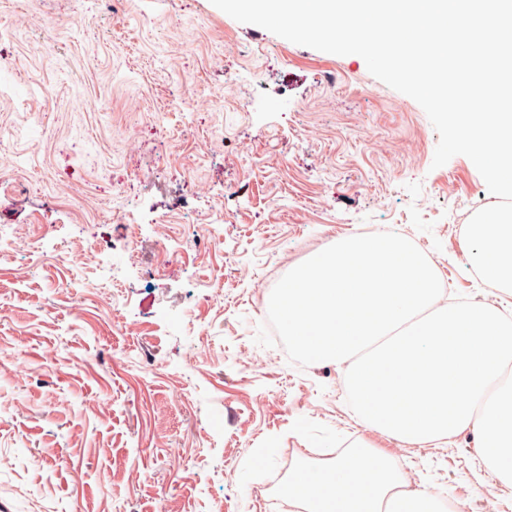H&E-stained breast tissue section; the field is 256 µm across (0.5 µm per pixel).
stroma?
<instances>
[{"instance_id":"stroma-1","label":"stroma","mask_w":512,"mask_h":512,"mask_svg":"<svg viewBox=\"0 0 512 512\" xmlns=\"http://www.w3.org/2000/svg\"><path fill=\"white\" fill-rule=\"evenodd\" d=\"M438 139L360 56L211 0H0V512H281L268 479L361 445L512 512L472 432L397 441L341 367L254 341L286 273L377 225L512 311L453 220L495 199Z\"/></svg>"}]
</instances>
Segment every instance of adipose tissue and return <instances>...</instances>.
<instances>
[{
  "mask_svg": "<svg viewBox=\"0 0 512 512\" xmlns=\"http://www.w3.org/2000/svg\"><path fill=\"white\" fill-rule=\"evenodd\" d=\"M281 493L289 512H461L446 495L410 486L396 461L369 448L302 464Z\"/></svg>",
  "mask_w": 512,
  "mask_h": 512,
  "instance_id": "obj_1",
  "label": "adipose tissue"
}]
</instances>
